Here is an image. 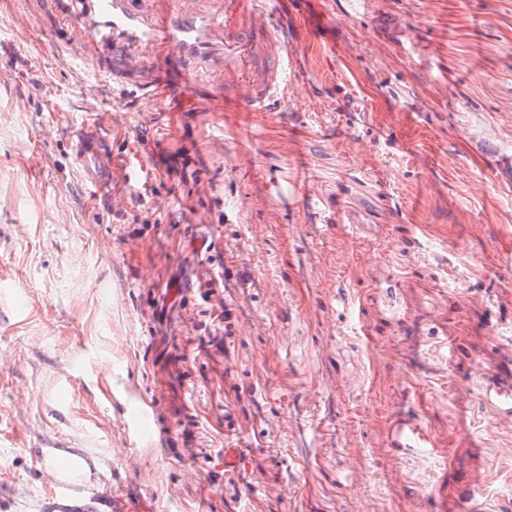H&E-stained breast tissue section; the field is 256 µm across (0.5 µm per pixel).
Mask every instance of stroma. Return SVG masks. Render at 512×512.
Returning <instances> with one entry per match:
<instances>
[{
    "mask_svg": "<svg viewBox=\"0 0 512 512\" xmlns=\"http://www.w3.org/2000/svg\"><path fill=\"white\" fill-rule=\"evenodd\" d=\"M282 27L280 111L104 103L95 196L83 82L0 19V512L61 464L147 512H512V0ZM75 161L84 181L102 184L98 171L103 158V147L93 126L85 121L74 133Z\"/></svg>",
    "mask_w": 512,
    "mask_h": 512,
    "instance_id": "35a3bbf8",
    "label": "stroma"
}]
</instances>
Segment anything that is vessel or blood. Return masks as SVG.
I'll use <instances>...</instances> for the list:
<instances>
[{"label":"vessel or blood","instance_id":"b4317fda","mask_svg":"<svg viewBox=\"0 0 512 512\" xmlns=\"http://www.w3.org/2000/svg\"><path fill=\"white\" fill-rule=\"evenodd\" d=\"M286 0H0V17L52 41L86 75L88 114L101 88L134 89L147 105L185 96L273 112L288 95L278 6ZM84 181L99 183L103 147L89 123L74 133Z\"/></svg>","mask_w":512,"mask_h":512}]
</instances>
